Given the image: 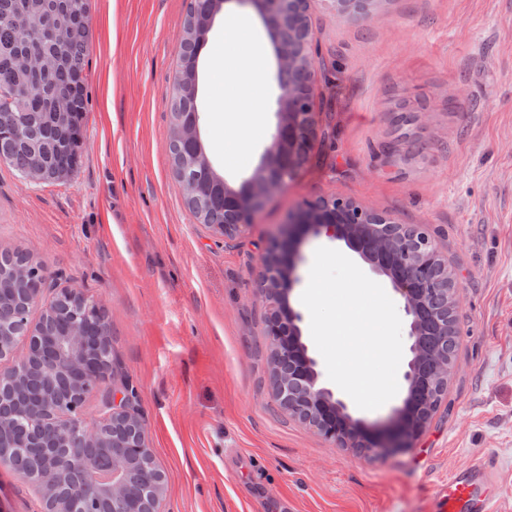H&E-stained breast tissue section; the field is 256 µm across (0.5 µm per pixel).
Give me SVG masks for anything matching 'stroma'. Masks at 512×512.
<instances>
[{
    "label": "stroma",
    "mask_w": 512,
    "mask_h": 512,
    "mask_svg": "<svg viewBox=\"0 0 512 512\" xmlns=\"http://www.w3.org/2000/svg\"><path fill=\"white\" fill-rule=\"evenodd\" d=\"M190 2L91 0L78 167L29 182L0 161V250L80 290L109 326L118 377L80 418L103 421L104 394L133 388L158 512H434L436 486L480 459L512 512V0H382L369 19L311 0L317 145L242 235L199 223L171 169ZM198 73L202 142L239 186L270 139L242 155L217 136L224 91ZM333 199L424 231L457 276L448 392L409 447L375 458L274 396L262 259L289 211ZM321 246L348 249L300 244L295 311ZM0 512H46L41 486L2 461Z\"/></svg>",
    "instance_id": "1"
}]
</instances>
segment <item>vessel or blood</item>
Here are the masks:
<instances>
[{
    "label": "vessel or blood",
    "mask_w": 512,
    "mask_h": 512,
    "mask_svg": "<svg viewBox=\"0 0 512 512\" xmlns=\"http://www.w3.org/2000/svg\"><path fill=\"white\" fill-rule=\"evenodd\" d=\"M500 478L486 459L469 469L452 474L436 491V512H499L501 498L496 494Z\"/></svg>",
    "instance_id": "1"
}]
</instances>
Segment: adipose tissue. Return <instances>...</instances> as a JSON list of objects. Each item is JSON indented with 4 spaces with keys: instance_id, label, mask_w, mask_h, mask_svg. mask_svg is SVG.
I'll list each match as a JSON object with an SVG mask.
<instances>
[{
    "instance_id": "ef3b65f1",
    "label": "adipose tissue",
    "mask_w": 512,
    "mask_h": 512,
    "mask_svg": "<svg viewBox=\"0 0 512 512\" xmlns=\"http://www.w3.org/2000/svg\"><path fill=\"white\" fill-rule=\"evenodd\" d=\"M223 50L208 53L209 80L224 88V132L249 150L266 123V48L252 21L230 11L224 15Z\"/></svg>"
}]
</instances>
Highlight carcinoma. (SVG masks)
<instances>
[{"label":"carcinoma","mask_w":512,"mask_h":512,"mask_svg":"<svg viewBox=\"0 0 512 512\" xmlns=\"http://www.w3.org/2000/svg\"><path fill=\"white\" fill-rule=\"evenodd\" d=\"M91 0H0V90L19 89L23 84L39 87L37 97L15 98L13 111L4 113V119L18 120L21 132L0 130V160L8 163L20 176L33 170L42 172L40 180H59L77 166L86 116L87 92L84 75L85 57L90 42L89 11ZM219 12L217 0H191L184 21V36L180 59L189 63L179 64L174 78L171 100L170 130L180 136L170 140V155L173 173L177 180L185 174L194 176L196 189L186 197L189 208L202 224H218L224 217V190L219 186L221 176L211 167L199 135L193 129L191 114L197 111L194 97L198 84V57L205 44L206 35L215 15ZM57 24L66 30L78 29L82 35L67 42L61 52L58 65L45 73L23 75L15 67L13 58L31 49L45 55L57 52V44L42 42L38 37V26ZM288 50L297 58L303 69L314 68L308 44L297 34L288 36ZM61 95L70 112L69 121L57 122L50 106L51 100ZM26 256L18 252L0 253V287H11L9 271ZM430 273L448 283L429 297L433 302L432 315L422 327V336L431 350L440 358H453L458 334L455 318V285L452 272L432 269ZM418 372L434 379L435 388L430 398L416 403L417 419L426 424L445 393L447 382L428 371L423 362L417 363ZM35 428L25 422L12 424L8 432L14 444L29 440ZM134 484L148 470L156 469L152 456L143 451L124 463ZM50 488L48 500L59 506L72 499L73 489L67 477L50 475L42 484Z\"/></svg>","instance_id":"cac0c4a2"}]
</instances>
